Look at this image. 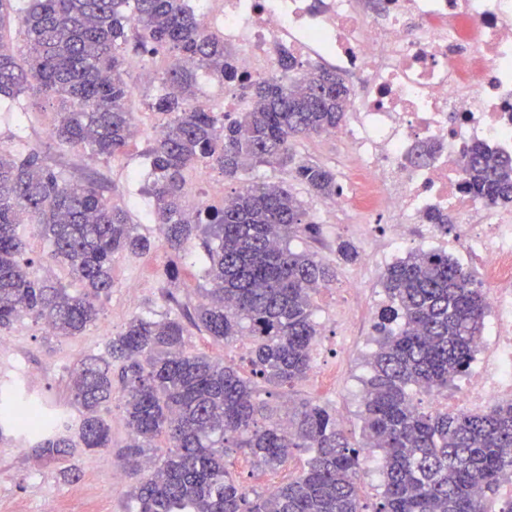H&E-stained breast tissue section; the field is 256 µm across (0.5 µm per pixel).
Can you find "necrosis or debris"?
I'll return each instance as SVG.
<instances>
[{
	"mask_svg": "<svg viewBox=\"0 0 512 512\" xmlns=\"http://www.w3.org/2000/svg\"><path fill=\"white\" fill-rule=\"evenodd\" d=\"M204 28L236 46L246 75L277 77L280 47L303 63L356 78L354 118L332 135L353 149L335 207L388 209L392 254L427 246L430 215H453L452 239L475 260L494 344L460 396L437 408L478 410L512 399V205L464 190L462 158L474 145L512 155V0H194ZM419 144L424 164L409 162Z\"/></svg>",
	"mask_w": 512,
	"mask_h": 512,
	"instance_id": "obj_1",
	"label": "necrosis or debris"
}]
</instances>
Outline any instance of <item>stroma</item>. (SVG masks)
Instances as JSON below:
<instances>
[{
  "mask_svg": "<svg viewBox=\"0 0 512 512\" xmlns=\"http://www.w3.org/2000/svg\"><path fill=\"white\" fill-rule=\"evenodd\" d=\"M23 107L29 108L30 113L27 127L22 130L18 127V112ZM54 117V110L42 109L39 101L28 97L18 102H0V149L16 151L18 134L26 133L29 142L46 151L51 163L65 167L75 176H93L103 182L107 197L112 203L126 207L140 232L158 237V227L149 219L151 198L147 172L152 135L132 141L122 156L112 160L77 147L59 148L50 137ZM292 152L296 160L315 161L340 172L348 163L351 149L338 140L311 136L294 141ZM263 181L290 187L303 200L310 218L319 225L316 237L293 239L292 248H310L337 266L335 281L314 297L320 334L314 345L312 367L321 376L317 379L309 376L299 382L294 388L295 395L329 405L341 418L345 431L352 437H360L361 394L363 381L369 374L367 358L376 347V332L369 321L359 330L345 325L342 288L346 279L358 278L364 284L359 304L376 308L386 304L380 283L383 269L370 267L369 254L387 247V219L374 218V235L364 239L359 232L362 222L359 214L352 210H331L328 202L308 195L287 168L259 166L243 172L235 181L210 171L202 176L197 191L203 194L205 203L218 206L240 184ZM18 233L26 243V257L34 261V273L70 284L66 270L51 256L50 243L36 233L33 225H19ZM340 239L357 247L359 257L355 262L339 261L336 242ZM188 251V256L179 263V277L172 284L163 274L170 259L164 246L142 254L116 256L112 263V291L100 301L99 320L82 335L60 340L28 320L0 335V340L7 344L0 352V384L38 397L49 412L68 425H76L78 410L72 403L71 373L79 361L85 355L102 353L112 335L119 333L135 316L183 317L196 303L200 289L207 287L206 253L199 239L189 241ZM187 342L195 352L235 364L242 374L251 371L249 346L238 342L225 345L195 329L190 330ZM104 416L112 426L111 447L93 452L75 450L74 461L80 477L67 485L57 478L58 464L35 459L29 447L20 446L16 432L8 427L1 430L5 440L0 443V512H44L48 502L53 503L55 512H127L128 485L110 484L109 478L112 463L118 458L119 448L127 442L129 430L120 403H113Z\"/></svg>",
  "mask_w": 512,
  "mask_h": 512,
  "instance_id": "obj_1",
  "label": "stroma"
}]
</instances>
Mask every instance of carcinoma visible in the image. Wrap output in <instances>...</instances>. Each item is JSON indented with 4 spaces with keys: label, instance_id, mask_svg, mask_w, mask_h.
I'll return each mask as SVG.
<instances>
[{
    "label": "carcinoma",
    "instance_id": "cac0c4a2",
    "mask_svg": "<svg viewBox=\"0 0 512 512\" xmlns=\"http://www.w3.org/2000/svg\"><path fill=\"white\" fill-rule=\"evenodd\" d=\"M17 19L24 49L0 44V100L58 101L51 136L60 147L117 158L133 127L129 52L183 61L163 69L159 88L143 100L146 111L167 117L149 150L151 195L160 241L175 256L194 233L204 234L210 284L187 321L135 316L106 353L87 356L71 381L81 410L76 436L36 430V458L64 463L62 483L77 480L73 448L112 447L102 411L117 398L129 428L120 456L134 480L136 512H363L359 456L369 446L383 476L375 512H512V502L498 497L512 481V401L455 413L417 401L470 369L487 310L472 269L441 249H418L386 267L388 303L378 312L356 442L334 409L291 397L312 368L314 295L336 279L334 264L290 247L318 232L303 201L282 184L252 183L221 207L187 217L184 185L195 169L235 178L247 168L290 165L307 193L335 200V173L294 162L290 146L341 125L351 89L340 74L248 78L236 49L203 30L188 0H28ZM202 74L245 95L248 107L227 120L200 105ZM464 173L474 197L512 202V156L476 145ZM25 220L80 289L35 275L21 260ZM152 246L128 211L108 202L100 181L73 178L34 146L0 149V333L28 318L58 338L82 335L112 290L114 258ZM189 325L226 345L249 340L252 377L190 351ZM34 403L0 397V422L15 426ZM297 448L309 451L304 469L268 493L250 491L230 469L237 449L275 471Z\"/></svg>",
    "mask_w": 512,
    "mask_h": 512
}]
</instances>
